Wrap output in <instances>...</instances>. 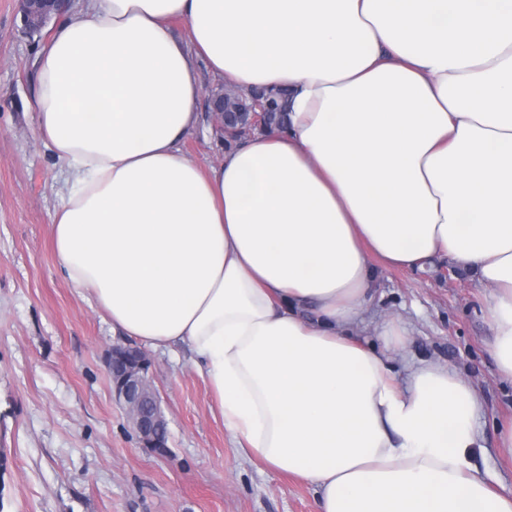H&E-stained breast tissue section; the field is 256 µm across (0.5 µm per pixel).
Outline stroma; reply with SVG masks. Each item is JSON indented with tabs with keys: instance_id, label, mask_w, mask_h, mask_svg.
Wrapping results in <instances>:
<instances>
[{
	"instance_id": "stroma-1",
	"label": "stroma",
	"mask_w": 512,
	"mask_h": 512,
	"mask_svg": "<svg viewBox=\"0 0 512 512\" xmlns=\"http://www.w3.org/2000/svg\"><path fill=\"white\" fill-rule=\"evenodd\" d=\"M19 0H0V512H317L315 487L247 460L224 429L190 354L147 350L168 422V452L141 448L112 396L105 354L131 345L63 275L50 216L67 173L34 136L35 61L48 34L24 28ZM184 149L217 162L231 138L206 140L212 91ZM485 291L452 259L380 270L359 337L379 345L385 317L405 322L407 355L448 363L476 384L483 447L472 465L512 495V455L498 449L512 425V383L500 380L482 317Z\"/></svg>"
}]
</instances>
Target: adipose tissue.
Returning <instances> with one entry per match:
<instances>
[{
  "instance_id": "adipose-tissue-1",
  "label": "adipose tissue",
  "mask_w": 512,
  "mask_h": 512,
  "mask_svg": "<svg viewBox=\"0 0 512 512\" xmlns=\"http://www.w3.org/2000/svg\"><path fill=\"white\" fill-rule=\"evenodd\" d=\"M187 39H178L174 23ZM287 90L284 128L202 166L196 65ZM51 236L113 330L187 348L251 459L319 512H512L469 461L480 394L357 331L375 270L445 256L486 291L512 381V0H88L41 51Z\"/></svg>"
}]
</instances>
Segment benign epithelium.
Returning <instances> with one entry per match:
<instances>
[{"mask_svg":"<svg viewBox=\"0 0 512 512\" xmlns=\"http://www.w3.org/2000/svg\"><path fill=\"white\" fill-rule=\"evenodd\" d=\"M35 26L28 27L29 33H38L52 19V15L38 7L39 0H28ZM217 117L224 132L232 136L245 135L255 128L272 130L269 104L266 98L252 96L241 103L236 112L217 106ZM106 366L118 402L122 403L145 448H163L161 434L166 432L167 423L157 391L148 377L149 363L145 355L130 348L114 347L108 351Z\"/></svg>","mask_w":512,"mask_h":512,"instance_id":"7a95c632","label":"benign epithelium"}]
</instances>
